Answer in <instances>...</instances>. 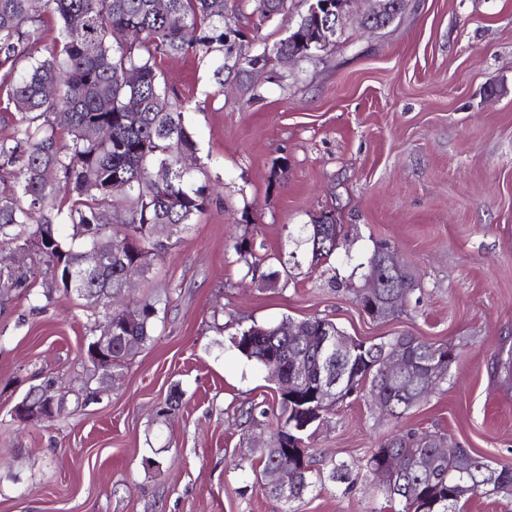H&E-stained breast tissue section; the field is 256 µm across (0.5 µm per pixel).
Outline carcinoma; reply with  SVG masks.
Masks as SVG:
<instances>
[{
	"label": "carcinoma",
	"instance_id": "1",
	"mask_svg": "<svg viewBox=\"0 0 512 512\" xmlns=\"http://www.w3.org/2000/svg\"><path fill=\"white\" fill-rule=\"evenodd\" d=\"M339 0H311L298 15L288 35L257 54L245 56L240 47L244 31L232 18L249 15L266 19L289 11L288 0H168L160 11L155 0H0V69L8 80V97L17 111L12 132L0 136V245L16 251L28 270L13 278L0 264V306L24 297L32 309L62 291L85 301L90 320L87 344H92L98 315L112 318V368L123 366L139 349L154 340L162 299L135 302L137 319L125 322L123 313L109 310V292L124 286L125 269L142 251L160 257L175 241L173 225L184 230L210 203L207 186L195 173L205 165L186 168L184 156L196 157L197 143L186 115L185 103L170 96L157 71L161 56L194 53L206 58L218 52L233 59L236 72L254 63L267 66L273 57L319 50L314 35L319 22ZM60 23L59 37L48 53H35L44 37V23ZM95 47L93 54L85 47ZM128 72L136 79L125 78ZM55 88L48 96L44 89ZM139 108L129 109L131 100ZM106 126L109 141L90 129ZM167 170L168 180L154 172ZM81 227L84 235L61 236L59 226ZM342 227L324 214L306 237L312 262L318 265L336 252ZM97 248L102 268L81 266L84 251ZM243 259H252L254 242L242 238L235 245ZM387 243L377 245L367 261V275L381 271ZM380 289L376 310L362 307L369 317L387 320L405 307L415 281L405 270ZM285 318L277 324L257 322L232 338L240 355L265 370L275 367L290 374L295 358L309 364V383L297 396L281 395L272 446L261 449V488L288 503L301 502L324 478L352 484V468L333 461L328 474L316 468L306 440L336 404L356 394L381 397L392 405L395 421L427 398L420 379L430 359L457 348L401 333L377 341L354 342L350 356L336 362L344 382L331 398L315 394L316 384L329 366L315 347H299L288 338ZM312 335L324 336L336 324L318 315L307 318ZM397 353L404 372L390 376L378 371L379 361ZM444 437L401 430L371 451L366 468L384 501L383 512H465L477 494L496 496L498 488H512V467H495L485 457L461 448L452 457L439 458L436 449ZM406 464L398 476L387 471L391 462ZM288 475V490L280 489L272 475Z\"/></svg>",
	"mask_w": 512,
	"mask_h": 512
}]
</instances>
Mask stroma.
<instances>
[{
    "label": "stroma",
    "mask_w": 512,
    "mask_h": 512,
    "mask_svg": "<svg viewBox=\"0 0 512 512\" xmlns=\"http://www.w3.org/2000/svg\"><path fill=\"white\" fill-rule=\"evenodd\" d=\"M307 7L292 0L243 54L286 37ZM157 65L189 104L213 201L128 292L168 295L154 342L50 427L21 428L11 410L45 377L79 379L84 303L59 293L37 313L17 298L0 314V512H378L364 464L400 428L512 466V0H407L387 29L356 17L335 45L258 78L216 81L214 63L190 54ZM324 213L343 231L316 266L306 230ZM244 237L268 257L258 274L234 250ZM379 241L418 284L387 322L355 297ZM313 315L361 340L450 343L459 357L400 420L364 397L337 405L310 446L319 467L348 462L354 484L325 482L292 506L260 487L272 426L248 414L276 406V385L230 339ZM173 394L179 409L158 418Z\"/></svg>",
    "instance_id": "1"
}]
</instances>
